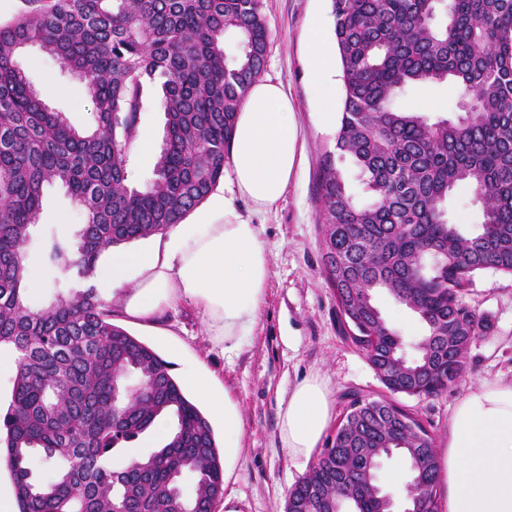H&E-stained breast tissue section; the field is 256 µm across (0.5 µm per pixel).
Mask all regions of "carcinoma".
Here are the masks:
<instances>
[{"mask_svg": "<svg viewBox=\"0 0 512 512\" xmlns=\"http://www.w3.org/2000/svg\"><path fill=\"white\" fill-rule=\"evenodd\" d=\"M332 0L344 105L334 150L317 183L327 251L345 304L364 320L375 370L436 396L464 371L462 352L487 329L463 301L480 271L512 276V0ZM239 40L227 61L224 35ZM37 45L77 76L96 125L78 128L30 86L16 56ZM268 31L259 0H44L0 26V345L15 354L12 399L0 412V446L18 512H174L179 479L195 475L193 512H212L224 469L208 418L183 393L168 363L112 323V306L86 284L101 252L162 234L196 209L224 178L236 114L264 68ZM453 80L477 108L430 121L398 111L405 87ZM164 115L153 177L139 186L131 157L142 113ZM351 156L371 201L345 188L337 160ZM65 189L85 222L75 240L45 241L46 262L76 286L47 306L28 301L24 247L38 224L45 187ZM483 206L478 230L448 220L459 186ZM383 291L414 313L426 333L415 356L364 298ZM457 324L445 342L438 330ZM135 377L136 385L128 383ZM390 396L349 405V436L324 449L289 491L302 512L310 489L344 497L346 512H388L376 454L387 447L411 473L406 508L437 489L433 451L423 447ZM163 417L166 444L114 469L112 455ZM56 468L50 482L28 466Z\"/></svg>", "mask_w": 512, "mask_h": 512, "instance_id": "carcinoma-1", "label": "carcinoma"}]
</instances>
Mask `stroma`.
<instances>
[{"mask_svg": "<svg viewBox=\"0 0 512 512\" xmlns=\"http://www.w3.org/2000/svg\"><path fill=\"white\" fill-rule=\"evenodd\" d=\"M269 31L263 74L280 83L295 106L302 162L283 200L272 210L254 214L244 201L235 206L243 217L265 227L270 275L250 345L227 356L222 344L207 336L197 310L189 304L151 322L133 323L113 313L114 324L149 344L162 358L197 365L224 386L243 422L240 450L227 466V490L239 497L241 512H286L288 493L311 470L291 461L281 446L279 414L289 389L304 377L324 378L332 392L333 415L341 417L353 397L376 398L385 389L365 352L352 343L325 273L316 175L323 151L333 146L336 129L324 126L307 79V32L310 18L321 15L333 27L331 0H260ZM30 85L52 109L78 127L94 121L95 108L80 81L59 61L31 47L17 60ZM417 101L430 119L456 118L461 92L453 82L413 86L394 97L400 110ZM84 215L56 186L44 190L39 223L25 247L26 263L38 271L42 287L30 302H48L68 286L67 275L49 267L41 238L52 233L74 237ZM375 301L387 322L402 336L406 354L424 333L422 322L387 294ZM465 303L488 323L465 353L462 376L436 397L398 395V402L428 429L435 446L448 440V420L465 391L481 381L512 377V276L491 270L477 273L464 294Z\"/></svg>", "mask_w": 512, "mask_h": 512, "instance_id": "obj_1", "label": "stroma"}]
</instances>
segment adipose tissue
Instances as JSON below:
<instances>
[{
  "label": "adipose tissue",
  "mask_w": 512,
  "mask_h": 512,
  "mask_svg": "<svg viewBox=\"0 0 512 512\" xmlns=\"http://www.w3.org/2000/svg\"><path fill=\"white\" fill-rule=\"evenodd\" d=\"M308 78L325 124L336 119V59L320 17L308 33ZM230 188L211 193L188 222L149 250L112 249L91 283L131 321L151 320L192 304L230 353L248 346L269 276L264 227L250 223L234 198L265 212L285 195L297 166L294 108L280 85L255 80L246 90L230 145ZM184 384L224 422V445L239 443L242 420L221 386L196 366L177 369ZM332 419L326 380L310 376L280 411V440L292 460H309ZM437 473L442 512H512V379L469 387L454 406Z\"/></svg>",
  "instance_id": "adipose-tissue-1"
}]
</instances>
